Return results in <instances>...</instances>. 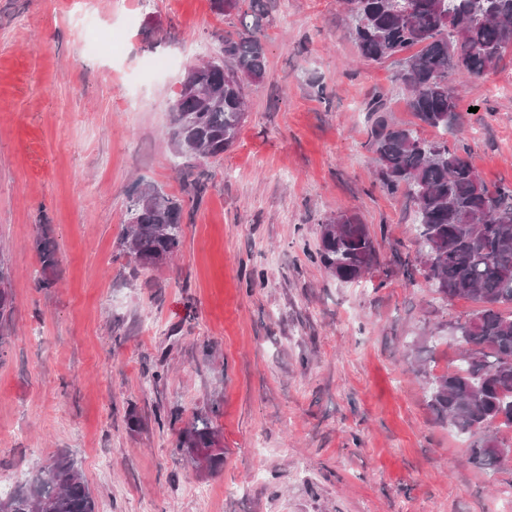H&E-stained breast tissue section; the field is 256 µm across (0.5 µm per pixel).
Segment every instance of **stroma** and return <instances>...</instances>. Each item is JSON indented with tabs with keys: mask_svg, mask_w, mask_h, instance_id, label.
I'll use <instances>...</instances> for the list:
<instances>
[{
	"mask_svg": "<svg viewBox=\"0 0 512 512\" xmlns=\"http://www.w3.org/2000/svg\"><path fill=\"white\" fill-rule=\"evenodd\" d=\"M266 74L245 89L238 139L185 200L165 139L190 65L236 17L211 0H0V260L13 330L0 357V491L58 453L98 512H492L512 460L468 461L428 406L454 365V323L415 258L409 200L384 193L367 146L380 98L426 139L462 138L491 187L512 185V49L461 89L454 130L420 124L399 66L361 57L343 0H260ZM118 35L92 54L86 42ZM169 66L155 70V61ZM184 205L183 247L140 268L120 246L129 193ZM357 214L377 264L342 282L313 262L319 226ZM56 285L37 288V232ZM205 416L224 462L174 455Z\"/></svg>",
	"mask_w": 512,
	"mask_h": 512,
	"instance_id": "35a3bbf8",
	"label": "stroma"
}]
</instances>
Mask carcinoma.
<instances>
[{
    "label": "carcinoma",
    "mask_w": 512,
    "mask_h": 512,
    "mask_svg": "<svg viewBox=\"0 0 512 512\" xmlns=\"http://www.w3.org/2000/svg\"><path fill=\"white\" fill-rule=\"evenodd\" d=\"M259 0H212L214 10L234 15L237 38H223L222 56L196 65L205 97L182 96L167 134L171 147L191 160L184 172L187 193L206 190L203 171H194L195 153L216 156L235 144L244 121V89L265 76V48L258 33ZM361 55L381 62L397 58L407 105L426 126L452 129L459 95L448 75L484 77L512 47V0H346ZM368 142L377 163L376 180L389 195L412 198L418 224L419 263L446 299H470L476 308L452 326L459 346L457 363L430 379V406L458 435L473 438L468 462L497 471L505 462L496 424L512 428V187H489L469 162V145L427 140L380 113ZM145 185L146 203L128 200L121 246L142 267L165 264L183 245V201L166 193L157 199ZM42 277L36 287L55 286L56 245L44 235L34 240ZM310 257L341 281L364 278L375 265L376 247L367 225L339 213L320 225ZM9 289L0 291V353L9 337ZM176 448L211 450L208 464L223 461L219 432L209 419L196 418L180 431ZM0 512H96V501L74 457L58 454L24 487L0 494Z\"/></svg>",
    "instance_id": "obj_1"
}]
</instances>
